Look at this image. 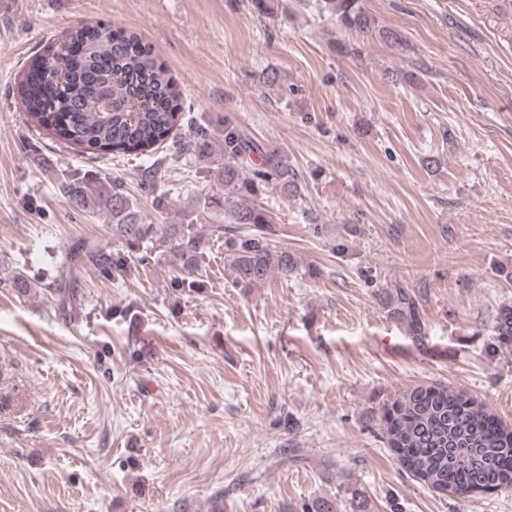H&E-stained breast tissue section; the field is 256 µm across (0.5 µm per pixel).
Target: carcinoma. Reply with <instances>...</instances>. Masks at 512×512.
<instances>
[{"label": "carcinoma", "mask_w": 512, "mask_h": 512, "mask_svg": "<svg viewBox=\"0 0 512 512\" xmlns=\"http://www.w3.org/2000/svg\"><path fill=\"white\" fill-rule=\"evenodd\" d=\"M323 2L341 28L401 45L397 32L378 25L361 0ZM18 91L29 123L98 158L143 156L164 143L173 154L224 151V202L197 199L179 224L147 221L122 182L96 172L62 185L75 208L106 216L112 240L120 243L113 248L98 239L76 238L62 244L46 287L63 320L83 313L85 298L74 272L85 267L113 283L162 258L172 269L170 287L182 295L199 291L216 248L224 250V285L244 295L275 274L286 278L302 270L297 257L278 244L274 213L262 201L270 185L287 199L300 195L297 169L288 156L267 150L228 122L222 134L200 123L193 140L177 139L183 121L180 91L139 34H118L101 23L72 27L29 60ZM254 155L260 164L253 163ZM139 187L163 212L168 192L156 173L141 176ZM212 206L224 207L227 224H211L205 232L197 224L198 210ZM379 303L407 335L418 339L425 333L419 293L395 281L379 292ZM494 336L498 347H512V306L499 309ZM378 421L397 463L428 487L452 497L512 487V424L463 388L437 382L404 388L383 403Z\"/></svg>", "instance_id": "carcinoma-1"}]
</instances>
